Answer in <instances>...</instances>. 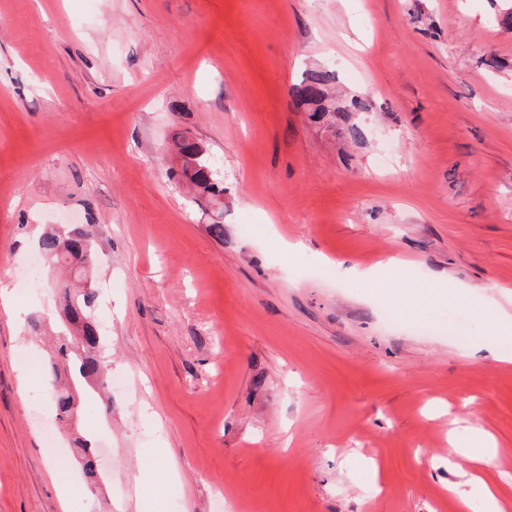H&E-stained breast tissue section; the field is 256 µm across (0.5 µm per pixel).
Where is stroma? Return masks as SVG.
<instances>
[{"instance_id": "stroma-1", "label": "stroma", "mask_w": 512, "mask_h": 512, "mask_svg": "<svg viewBox=\"0 0 512 512\" xmlns=\"http://www.w3.org/2000/svg\"><path fill=\"white\" fill-rule=\"evenodd\" d=\"M510 8L0 0V512H457L446 432L465 407L460 443L495 438L512 497V340L488 313L512 308ZM317 69L363 110L311 119L293 87ZM176 132L224 177L223 240L165 175ZM51 224L95 229L124 379L89 489L19 361L59 331L67 272L34 251ZM392 255L404 281L340 271ZM451 304L469 341L415 332Z\"/></svg>"}]
</instances>
